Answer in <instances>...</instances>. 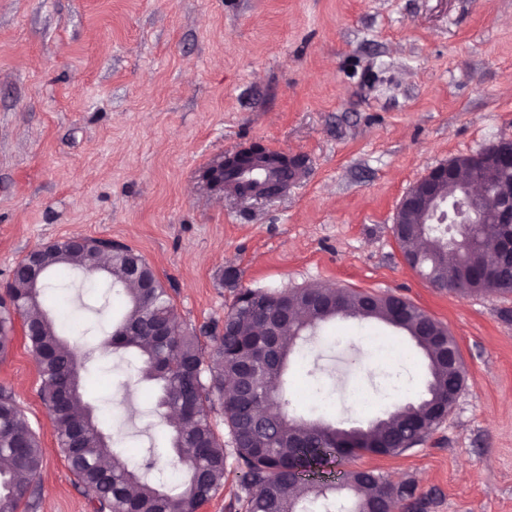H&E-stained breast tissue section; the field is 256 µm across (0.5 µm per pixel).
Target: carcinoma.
<instances>
[{"label":"carcinoma","mask_w":512,"mask_h":512,"mask_svg":"<svg viewBox=\"0 0 512 512\" xmlns=\"http://www.w3.org/2000/svg\"><path fill=\"white\" fill-rule=\"evenodd\" d=\"M422 234V253L417 270L439 289L458 296L483 292L512 294V274L504 273L495 281L465 277L458 265L441 255L436 239L444 228L428 224L417 227ZM137 264L138 277L151 280L153 288H135L128 276ZM43 275L36 283L16 277L8 290L9 301H0V355L13 343V324L20 319L24 338L31 348L40 376L39 395L53 416L58 446L71 472L80 481L89 501L99 504L96 512H198L224 483L227 453L215 431L211 413L220 405L228 427L238 466L249 493L243 500L245 512H362L365 508L390 512L398 503L415 497V488L395 485L374 470L354 468L336 474L325 467L340 460L375 454L402 453L422 425H438L436 409L448 399V393L464 385L463 368L451 369L432 347L431 334L447 335L456 347L448 328L430 314L406 300L400 330L413 340L423 354L430 375L427 396L417 403L394 405L388 419L367 434L356 432L355 447L345 448L347 436L321 421L288 418L283 410L271 413V427L255 428L254 418L262 408L280 405L281 376L290 355L298 345L283 341L282 363L266 369L254 366L260 336V316L235 299L224 316V330L217 327L202 331L209 338L204 349L200 336L184 327L172 303L169 291L153 267L126 246L112 250L109 263L92 270L86 255L57 241L43 249ZM80 270L87 278L104 275L108 288L125 297V311L110 339L103 342L104 353L137 352L141 360V379L159 385L158 407L162 417L180 410L183 416L168 422L172 429L171 448L186 468L182 488L175 493L164 484L148 479L151 461L139 468L127 464L108 468L102 461H115L110 440L84 399L81 386V362L74 349L61 337L56 320L47 313L43 297L51 272ZM326 288L318 285L272 293L274 306L300 309L291 327L295 334L319 329L336 317L387 323L391 299H375L371 312L359 308L361 292L340 290L339 307L325 311L311 308L307 298ZM157 326L169 330L167 336L154 335ZM69 399L62 408L58 400L64 387ZM0 512H17L31 480L43 465L40 440L32 430L11 393L0 389Z\"/></svg>","instance_id":"1"}]
</instances>
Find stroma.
<instances>
[{
  "label": "stroma",
  "instance_id": "1",
  "mask_svg": "<svg viewBox=\"0 0 512 512\" xmlns=\"http://www.w3.org/2000/svg\"><path fill=\"white\" fill-rule=\"evenodd\" d=\"M512 139V0H0V288L29 250L80 234L142 255L184 327L224 322L240 289L310 285L403 296L456 338L465 382L447 418L415 448L365 455L415 485L398 512H512V294L441 292L405 264L393 233L406 192L433 167ZM304 161L282 194L210 192L204 168L252 144ZM67 342L85 358L86 398L121 458L154 455L153 475L185 473L157 390L137 357L95 348L119 319ZM375 335L408 359L381 369ZM0 356L40 438L35 504L94 512L38 395L22 331ZM281 377L289 416L367 427L394 397L425 391L426 361L404 332L338 318ZM324 367L307 377L312 364ZM373 397L358 410L352 385ZM241 470L200 512H243Z\"/></svg>",
  "mask_w": 512,
  "mask_h": 512
}]
</instances>
